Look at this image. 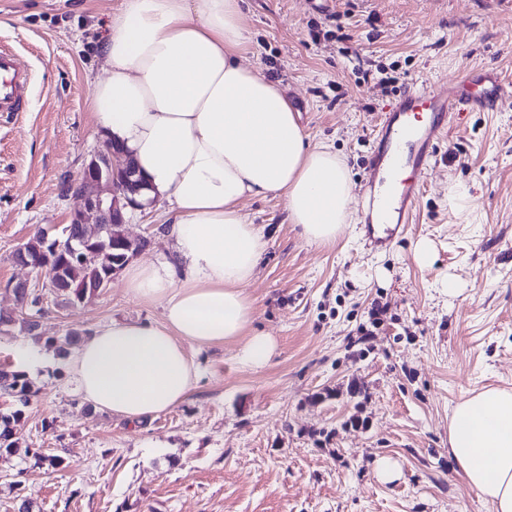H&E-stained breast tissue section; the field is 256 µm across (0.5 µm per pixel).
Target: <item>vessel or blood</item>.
I'll return each instance as SVG.
<instances>
[{
	"instance_id": "obj_1",
	"label": "vessel or blood",
	"mask_w": 512,
	"mask_h": 512,
	"mask_svg": "<svg viewBox=\"0 0 512 512\" xmlns=\"http://www.w3.org/2000/svg\"><path fill=\"white\" fill-rule=\"evenodd\" d=\"M31 79L24 63L0 50V112L26 111ZM512 97V85L497 73L467 72L455 79L427 85L411 81L383 107L375 146L366 166L367 244L387 246L401 227L412 223L423 177L435 147L460 112H492Z\"/></svg>"
}]
</instances>
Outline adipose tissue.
<instances>
[{
  "instance_id": "obj_1",
  "label": "adipose tissue",
  "mask_w": 512,
  "mask_h": 512,
  "mask_svg": "<svg viewBox=\"0 0 512 512\" xmlns=\"http://www.w3.org/2000/svg\"><path fill=\"white\" fill-rule=\"evenodd\" d=\"M243 0H123L100 44L95 126L133 157L144 200L169 206V254L134 264L127 288L162 307L158 322L86 332L72 356L84 402L141 422L178 406L200 373L189 346H238L264 367L273 338L253 329L246 291L267 242L241 211L275 196L307 242L335 243L354 204L347 166L310 146L283 91L244 65ZM449 451L493 512H512V392L488 389L454 407Z\"/></svg>"
}]
</instances>
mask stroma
Returning <instances> with one entry per match:
<instances>
[{
    "mask_svg": "<svg viewBox=\"0 0 512 512\" xmlns=\"http://www.w3.org/2000/svg\"><path fill=\"white\" fill-rule=\"evenodd\" d=\"M122 0H0V48L32 72L24 112L0 113V311L30 272L12 260L37 229L63 238L83 200L71 192L101 150L90 108L105 75L99 43ZM246 64L305 103L299 122L362 187L378 113L407 80L477 68L512 84V0H244ZM267 248L248 287L254 329L277 349L260 369L228 343L193 349L201 377L181 405L133 424L94 410L56 343L112 320L161 321L122 274L81 303L41 309L40 339L0 326V367L22 351L37 391L20 449L0 456V512H492L449 452L448 418L483 390L512 391V98L457 115L437 146L416 221L383 250L365 246L363 208L334 244L305 241L280 198L248 200ZM167 206L128 211L120 231L167 254ZM426 243L432 263L416 261ZM456 281L457 296L442 293ZM384 312L372 324L369 311ZM62 465H27L26 451ZM398 462L379 476L380 459Z\"/></svg>",
    "mask_w": 512,
    "mask_h": 512,
    "instance_id": "obj_1",
    "label": "stroma"
}]
</instances>
